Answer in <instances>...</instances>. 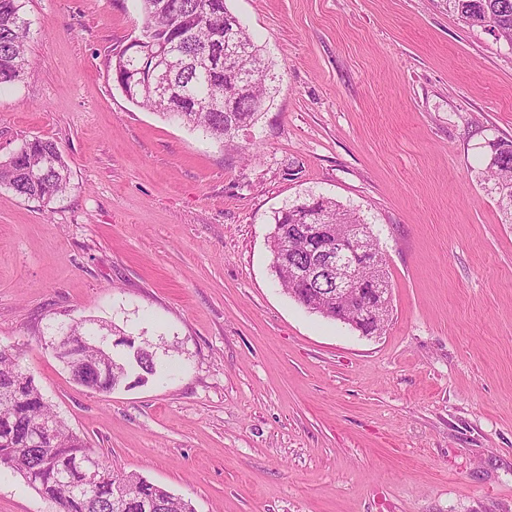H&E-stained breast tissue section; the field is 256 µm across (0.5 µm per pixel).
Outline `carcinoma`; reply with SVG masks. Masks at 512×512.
<instances>
[{
	"instance_id": "obj_1",
	"label": "carcinoma",
	"mask_w": 512,
	"mask_h": 512,
	"mask_svg": "<svg viewBox=\"0 0 512 512\" xmlns=\"http://www.w3.org/2000/svg\"><path fill=\"white\" fill-rule=\"evenodd\" d=\"M144 23L140 51L124 49L112 65L114 80L133 103L184 125L201 130L221 143L254 126L271 101L266 78L269 64L264 50L255 44L240 20L228 9L226 0H141ZM469 27L484 28L512 44V0H448ZM31 23L24 17L23 0H0V89L19 81L27 66L26 45ZM230 30L241 51L238 66L250 79L247 94L233 99L237 120L228 123L224 111L214 105L224 99V72L207 71L200 58L213 50L210 33ZM180 53L182 65L168 73V82L179 92L174 102L154 87L155 75L140 69V58L163 47ZM489 166L492 177L503 187L502 205L512 208V144L493 145ZM70 170L57 144L33 139L0 160V187L27 199L48 200L66 191ZM320 221L329 235L348 229L363 220L356 212L336 201L321 198ZM296 211L288 205L274 214L270 236L272 269L283 289L306 309L349 324L354 311L368 304L367 293L336 295L329 275L309 279L295 268L314 267L318 258L310 253V243L293 237ZM109 364L110 370L102 369ZM66 367L75 381L86 388L108 393L130 376L142 383L157 373L149 347L136 341L120 354L94 341L74 346L66 357ZM14 391L7 406L0 405V467L19 474L29 487L58 506V512H194L190 501L137 473H119L106 461L103 467L114 480L104 479L94 495H68L61 484V471L80 456L93 452L76 439L65 421L37 389L24 368L20 351L0 353V388ZM54 422V436L45 448L29 447V429L40 421Z\"/></svg>"
}]
</instances>
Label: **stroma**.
I'll return each mask as SVG.
<instances>
[{
	"instance_id": "1",
	"label": "stroma",
	"mask_w": 512,
	"mask_h": 512,
	"mask_svg": "<svg viewBox=\"0 0 512 512\" xmlns=\"http://www.w3.org/2000/svg\"><path fill=\"white\" fill-rule=\"evenodd\" d=\"M279 78L224 145L126 99L140 0H25L0 159L55 141L66 192L0 189V344L115 468L195 512H512V44L448 0H227ZM320 195L368 223L392 285L365 335L286 294L273 216ZM93 319L155 351L98 393L55 358ZM0 512H56L0 469ZM494 156L489 171L503 187L502 205L506 210L512 206V144L498 143L493 145Z\"/></svg>"
}]
</instances>
